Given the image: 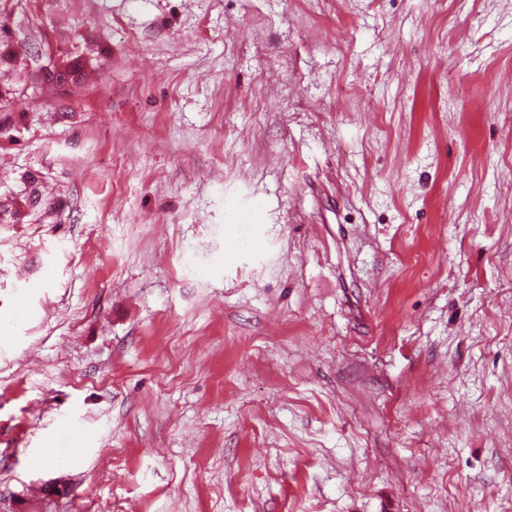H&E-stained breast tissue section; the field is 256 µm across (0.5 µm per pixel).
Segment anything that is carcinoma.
I'll return each instance as SVG.
<instances>
[{
	"mask_svg": "<svg viewBox=\"0 0 512 512\" xmlns=\"http://www.w3.org/2000/svg\"><path fill=\"white\" fill-rule=\"evenodd\" d=\"M10 0H0V138L9 140L12 133L20 131L23 108L29 95L24 91L21 73L44 75L58 88H73L85 82L90 67L82 56L69 53L52 55L47 41H31L27 44L25 64H18L15 29L11 27L13 10ZM23 189L6 204H0V223L18 224L27 216L41 219L52 217L57 202L44 198L41 189L43 173L27 171L21 175Z\"/></svg>",
	"mask_w": 512,
	"mask_h": 512,
	"instance_id": "1",
	"label": "carcinoma"
}]
</instances>
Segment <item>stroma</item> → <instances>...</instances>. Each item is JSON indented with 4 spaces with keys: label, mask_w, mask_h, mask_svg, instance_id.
<instances>
[{
    "label": "stroma",
    "mask_w": 512,
    "mask_h": 512,
    "mask_svg": "<svg viewBox=\"0 0 512 512\" xmlns=\"http://www.w3.org/2000/svg\"><path fill=\"white\" fill-rule=\"evenodd\" d=\"M12 3L0 512L512 502V0ZM11 0L0 1V138L10 141L12 132H20L23 108L29 95L24 91L20 72L33 77L43 74L45 81L53 82L58 88H73L85 82L90 67L88 60L70 53L60 54L53 59V70L48 74L45 65L53 58L48 41H31L26 48L25 64H18L15 29L9 25L13 9H8ZM2 6V7H1ZM43 173L27 171L21 175L23 189L7 204H0V223L19 224L27 216L38 215L40 219L51 218L57 203L44 198L41 189Z\"/></svg>",
    "instance_id": "35a3bbf8"
}]
</instances>
